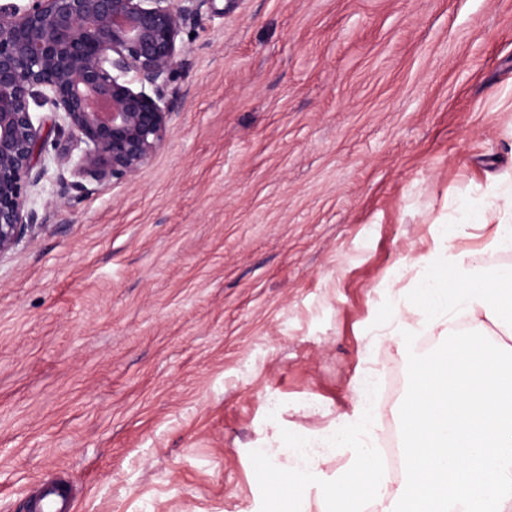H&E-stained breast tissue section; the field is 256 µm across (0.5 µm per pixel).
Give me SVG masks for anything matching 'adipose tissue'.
<instances>
[{"label":"adipose tissue","mask_w":512,"mask_h":512,"mask_svg":"<svg viewBox=\"0 0 512 512\" xmlns=\"http://www.w3.org/2000/svg\"><path fill=\"white\" fill-rule=\"evenodd\" d=\"M493 225L485 250L512 251V174L454 203L435 246L404 264L379 328L411 373L398 404L402 480L374 456L376 372L359 376L350 411L321 431L272 425L258 454L278 512H512V270L454 251L474 226ZM435 338V351L416 347ZM345 458L342 471L326 470Z\"/></svg>","instance_id":"ef3b65f1"}]
</instances>
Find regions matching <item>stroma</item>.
I'll list each match as a JSON object with an SVG mask.
<instances>
[{
	"label": "stroma",
	"mask_w": 512,
	"mask_h": 512,
	"mask_svg": "<svg viewBox=\"0 0 512 512\" xmlns=\"http://www.w3.org/2000/svg\"><path fill=\"white\" fill-rule=\"evenodd\" d=\"M178 44L138 177L42 157L0 256V512L51 473L75 512H265L263 431L407 376L387 284L512 167V0H207Z\"/></svg>",
	"instance_id": "1"
}]
</instances>
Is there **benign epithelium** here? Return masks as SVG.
Masks as SVG:
<instances>
[{"instance_id": "1", "label": "benign epithelium", "mask_w": 512, "mask_h": 512, "mask_svg": "<svg viewBox=\"0 0 512 512\" xmlns=\"http://www.w3.org/2000/svg\"><path fill=\"white\" fill-rule=\"evenodd\" d=\"M173 0H26L0 6V256L37 222L29 207L42 178L35 159L54 152L82 180H134L163 144L171 112L164 88L177 40L193 13ZM81 145L49 142L35 109Z\"/></svg>"}]
</instances>
